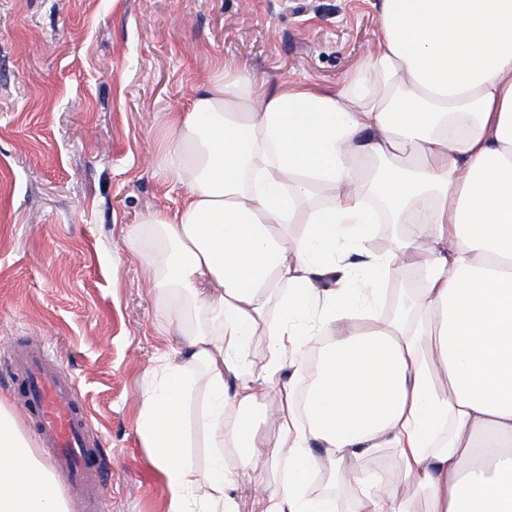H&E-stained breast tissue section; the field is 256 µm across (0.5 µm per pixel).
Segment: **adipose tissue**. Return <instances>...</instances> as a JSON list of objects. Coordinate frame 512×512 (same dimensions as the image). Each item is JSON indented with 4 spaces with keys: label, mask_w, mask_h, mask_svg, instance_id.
Masks as SVG:
<instances>
[{
    "label": "adipose tissue",
    "mask_w": 512,
    "mask_h": 512,
    "mask_svg": "<svg viewBox=\"0 0 512 512\" xmlns=\"http://www.w3.org/2000/svg\"><path fill=\"white\" fill-rule=\"evenodd\" d=\"M379 18L376 51L336 89L222 66L166 117L161 165L183 200L124 243L176 297L171 320L205 314L185 348L206 369L213 450L193 492L186 382L167 364L137 432L168 512H239L228 448L260 475L261 512H336L308 491L322 460L351 474L354 512H414L419 496L425 512H512V0H380ZM370 197L413 228L396 252L368 247ZM420 252L411 308L380 316L382 283ZM260 333L254 376L243 352ZM317 337L301 417L294 380ZM271 406L269 444L256 413ZM383 448L400 477L362 467ZM58 487L0 402V512H70ZM270 354V342L268 336L258 334L254 336L246 353L250 371L254 374L261 372Z\"/></svg>",
    "instance_id": "ef3b65f1"
}]
</instances>
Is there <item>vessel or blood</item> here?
Listing matches in <instances>:
<instances>
[{
  "label": "vessel or blood",
  "mask_w": 512,
  "mask_h": 512,
  "mask_svg": "<svg viewBox=\"0 0 512 512\" xmlns=\"http://www.w3.org/2000/svg\"><path fill=\"white\" fill-rule=\"evenodd\" d=\"M10 366L20 376L25 406L52 469L83 501L86 512H103L108 484L101 454L74 382L32 351H16Z\"/></svg>",
  "instance_id": "1"
}]
</instances>
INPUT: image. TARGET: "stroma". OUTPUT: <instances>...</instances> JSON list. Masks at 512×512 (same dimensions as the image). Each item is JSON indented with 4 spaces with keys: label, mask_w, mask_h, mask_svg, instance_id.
<instances>
[{
    "label": "stroma",
    "mask_w": 512,
    "mask_h": 512,
    "mask_svg": "<svg viewBox=\"0 0 512 512\" xmlns=\"http://www.w3.org/2000/svg\"><path fill=\"white\" fill-rule=\"evenodd\" d=\"M377 0H0V397L34 438L13 350L41 348L77 384L111 500L166 512L138 433L153 371L184 363L171 297L123 244L127 225L174 209L161 169L167 113L218 65L274 85L336 88L376 50ZM189 405L193 478L210 450Z\"/></svg>",
    "instance_id": "obj_1"
}]
</instances>
